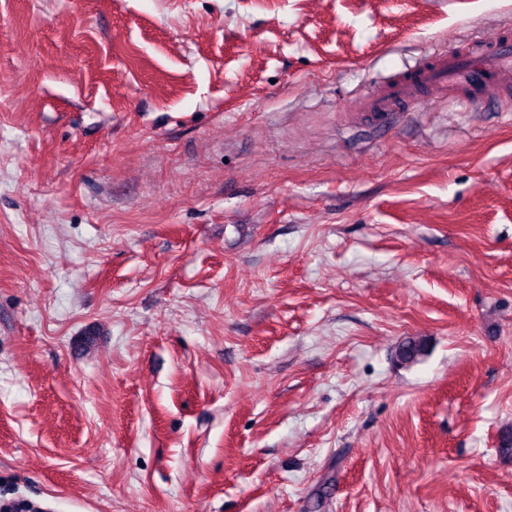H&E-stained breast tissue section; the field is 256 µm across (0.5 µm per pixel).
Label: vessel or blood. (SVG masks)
Here are the masks:
<instances>
[{"label":"vessel or blood","mask_w":512,"mask_h":512,"mask_svg":"<svg viewBox=\"0 0 512 512\" xmlns=\"http://www.w3.org/2000/svg\"><path fill=\"white\" fill-rule=\"evenodd\" d=\"M462 83L482 91L512 84V42L494 39L464 53L439 55L393 82L368 102L367 110L382 115L416 102L426 87Z\"/></svg>","instance_id":"vessel-or-blood-1"}]
</instances>
